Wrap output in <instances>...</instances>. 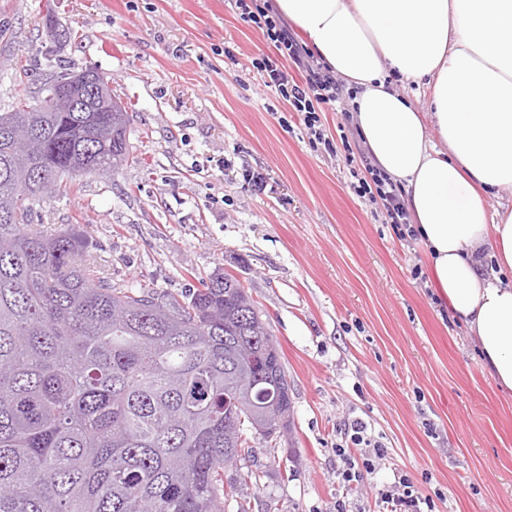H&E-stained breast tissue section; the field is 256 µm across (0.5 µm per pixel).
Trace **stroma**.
Returning a JSON list of instances; mask_svg holds the SVG:
<instances>
[{"instance_id": "35a3bbf8", "label": "stroma", "mask_w": 512, "mask_h": 512, "mask_svg": "<svg viewBox=\"0 0 512 512\" xmlns=\"http://www.w3.org/2000/svg\"><path fill=\"white\" fill-rule=\"evenodd\" d=\"M50 9L71 32L60 45ZM274 53L228 0H0V112L32 97L27 70L49 75L57 59L98 71L130 104L127 164L77 177L40 204L39 223L81 225L117 287L181 296L218 269L244 285L294 405L291 433L255 446L248 512H379L402 475L434 512H512V395L437 300L420 241L351 189L354 122L322 112L336 153L315 152L262 86L251 62ZM245 167L265 175L263 193ZM356 419L387 454L349 490L336 448Z\"/></svg>"}]
</instances>
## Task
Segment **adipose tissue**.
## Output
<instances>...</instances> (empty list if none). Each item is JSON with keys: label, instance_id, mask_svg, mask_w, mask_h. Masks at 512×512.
Returning a JSON list of instances; mask_svg holds the SVG:
<instances>
[{"label": "adipose tissue", "instance_id": "1", "mask_svg": "<svg viewBox=\"0 0 512 512\" xmlns=\"http://www.w3.org/2000/svg\"><path fill=\"white\" fill-rule=\"evenodd\" d=\"M353 88L352 119L403 190L428 270L512 392V0H275ZM429 91L419 111L396 86Z\"/></svg>", "mask_w": 512, "mask_h": 512}]
</instances>
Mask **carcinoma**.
Returning <instances> with one entry per match:
<instances>
[{
    "label": "carcinoma",
    "instance_id": "carcinoma-1",
    "mask_svg": "<svg viewBox=\"0 0 512 512\" xmlns=\"http://www.w3.org/2000/svg\"><path fill=\"white\" fill-rule=\"evenodd\" d=\"M71 72L0 112V512H224L293 418L281 352L235 276L114 287L82 227L32 224L37 182L128 159L123 113L49 111Z\"/></svg>",
    "mask_w": 512,
    "mask_h": 512
}]
</instances>
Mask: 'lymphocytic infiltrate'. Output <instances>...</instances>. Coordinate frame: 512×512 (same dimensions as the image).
<instances>
[{"label":"lymphocytic infiltrate","instance_id":"obj_1","mask_svg":"<svg viewBox=\"0 0 512 512\" xmlns=\"http://www.w3.org/2000/svg\"><path fill=\"white\" fill-rule=\"evenodd\" d=\"M230 3L243 21L263 31L277 51L276 56L265 55L252 61L253 68L264 77V87L274 89L289 111L301 115L311 135L313 150L332 152L331 141L325 138L319 127V112L322 106L333 107L345 102L344 83L300 42L277 13L271 0H230ZM282 57L290 60V67L279 65L278 60ZM360 160L366 174L353 183L355 194L372 202H381L385 223L398 227L409 224L410 216L402 201L401 187L382 174L368 154H361ZM352 430L351 447L339 451L346 464L342 479L348 486L358 481L360 467L373 466L374 462L386 455L380 443L366 445V426L363 422H355Z\"/></svg>","mask_w":512,"mask_h":512}]
</instances>
